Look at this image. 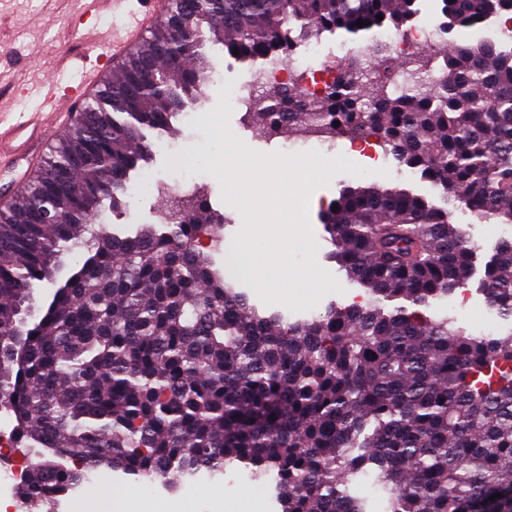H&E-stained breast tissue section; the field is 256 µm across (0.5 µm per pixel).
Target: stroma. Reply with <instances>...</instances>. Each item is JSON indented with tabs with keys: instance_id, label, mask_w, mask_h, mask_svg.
<instances>
[{
	"instance_id": "stroma-1",
	"label": "stroma",
	"mask_w": 512,
	"mask_h": 512,
	"mask_svg": "<svg viewBox=\"0 0 512 512\" xmlns=\"http://www.w3.org/2000/svg\"><path fill=\"white\" fill-rule=\"evenodd\" d=\"M121 22V17L113 13L108 0H102L98 10L89 15L74 12L66 0H0V107L10 112L21 108L32 87L43 82L45 68L61 45L69 46L68 64L74 70L93 69L103 64L102 47L113 28ZM219 100L216 94L203 99L192 116L183 115L174 121L172 132L164 136L156 147L154 162L132 177L133 183L143 187L139 199L128 200L121 215H107L106 222L110 227L121 230L158 223V200L151 190L152 185L172 183L191 172L204 175L199 157L204 153L215 154L217 146L215 133L205 132L201 121ZM358 164L367 170L368 180L389 187L408 188L434 198L440 195L438 189L421 181L410 169L397 165L393 158L377 161L362 158ZM354 180L351 174H335L328 185L313 191L316 203L308 209L309 223L317 243L316 260L324 270L334 274L342 290L323 296L314 309L291 312V319L309 318L313 312L323 311L333 304H350L353 298L363 293L357 283L349 280L336 263L329 260L332 246L318 219V201L335 197L342 185ZM199 195L207 200L211 212L224 217L221 232L224 250L213 254V261L216 266L224 268L228 276L240 277L245 290H252L250 277L241 275L232 261L236 252L233 238L243 224L239 211L224 202L218 180H211L208 188L200 190ZM456 223L474 245L475 266L479 269L493 255L500 239L512 237V225L493 226L469 213L460 215ZM426 313L431 317H449L455 326L477 336L503 337L512 332V323L502 320L487 306L475 278L463 292L449 294L427 308ZM254 496L262 501L260 512H278L274 489L260 490L250 482L228 493L223 484L198 479L191 502L195 512H247V502Z\"/></svg>"
}]
</instances>
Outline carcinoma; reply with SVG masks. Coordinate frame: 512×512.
I'll return each mask as SVG.
<instances>
[{
  "label": "carcinoma",
  "instance_id": "1",
  "mask_svg": "<svg viewBox=\"0 0 512 512\" xmlns=\"http://www.w3.org/2000/svg\"><path fill=\"white\" fill-rule=\"evenodd\" d=\"M436 11L449 33L512 17V0H436ZM420 14V0H170L82 103L0 209V407L30 455L25 502L47 506L79 486L83 461L180 481H216L236 464L257 484L274 477L279 512H365L349 483L370 464L388 512H512V333L473 336L419 311L473 274L474 247L448 208L376 182L341 189L322 211L331 258L373 301L296 321L251 303L199 250L218 227L195 199L193 224L93 226L108 207L121 214L188 97L205 98L206 46L240 62L280 59L316 35L400 29ZM176 33L201 35L202 47ZM506 35L500 48L453 44L427 81L428 58L396 64L395 96L361 75L340 79L283 130L308 133L339 112L334 136L372 135L444 201L512 224V27ZM283 96L261 93L259 129L274 127ZM42 208L56 223L39 222ZM75 249L82 260L59 278ZM480 284L512 321V239Z\"/></svg>",
  "mask_w": 512,
  "mask_h": 512
}]
</instances>
